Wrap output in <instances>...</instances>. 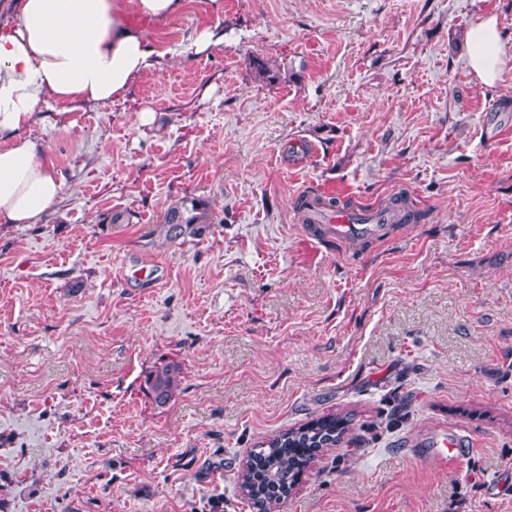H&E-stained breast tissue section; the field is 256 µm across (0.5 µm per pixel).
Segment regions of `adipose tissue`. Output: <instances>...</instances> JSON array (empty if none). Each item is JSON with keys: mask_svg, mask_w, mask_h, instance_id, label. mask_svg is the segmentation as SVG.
I'll list each match as a JSON object with an SVG mask.
<instances>
[{"mask_svg": "<svg viewBox=\"0 0 512 512\" xmlns=\"http://www.w3.org/2000/svg\"><path fill=\"white\" fill-rule=\"evenodd\" d=\"M185 0H14L0 16V225L34 224L59 202L64 176L33 138L34 125L122 98L158 71L164 54L131 14L178 17ZM467 65L482 85L499 82L512 54L495 16L467 32Z\"/></svg>", "mask_w": 512, "mask_h": 512, "instance_id": "adipose-tissue-1", "label": "adipose tissue"}]
</instances>
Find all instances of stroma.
Listing matches in <instances>:
<instances>
[{"label": "stroma", "instance_id": "1", "mask_svg": "<svg viewBox=\"0 0 512 512\" xmlns=\"http://www.w3.org/2000/svg\"><path fill=\"white\" fill-rule=\"evenodd\" d=\"M222 2L131 15L164 67L33 129L66 186L0 226V512H253L252 448L329 414L281 512H512V69L483 86L466 43L492 15L512 44V0ZM320 190L424 217L318 244ZM175 208L202 232L168 239ZM444 425L473 446L434 470ZM224 42V33H221L218 28L211 27V25H204L200 27L190 38L187 49L199 53L211 46H216ZM179 371L177 368L165 364L157 367L151 377V387L160 391L161 400L157 404H164L178 386Z\"/></svg>", "mask_w": 512, "mask_h": 512}]
</instances>
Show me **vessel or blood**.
Masks as SVG:
<instances>
[{
    "label": "vessel or blood",
    "mask_w": 512,
    "mask_h": 512,
    "mask_svg": "<svg viewBox=\"0 0 512 512\" xmlns=\"http://www.w3.org/2000/svg\"><path fill=\"white\" fill-rule=\"evenodd\" d=\"M311 204V217L327 236L336 238L337 242L362 245L368 242L385 239L391 232V225L381 223L380 214L376 209L366 210L365 223L359 224L353 220L351 213L345 211H327L322 209L319 194L307 196ZM473 441L469 435L460 431H434L428 438V451L425 455L432 465L440 466L448 459L462 454L466 448L472 447Z\"/></svg>",
    "instance_id": "b4317fda"
}]
</instances>
